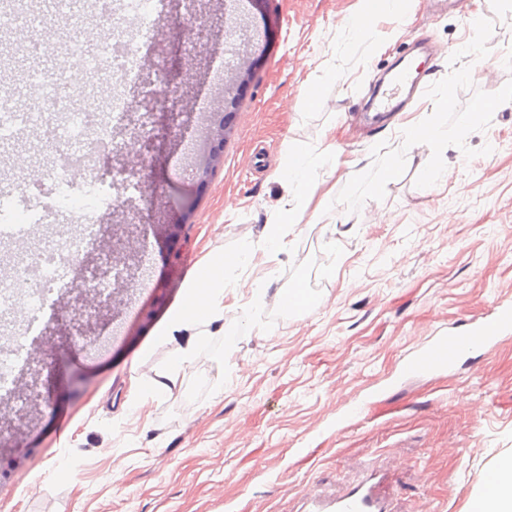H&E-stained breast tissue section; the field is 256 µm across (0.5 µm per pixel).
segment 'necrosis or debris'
<instances>
[{
    "instance_id": "4bbe7bcc",
    "label": "necrosis or debris",
    "mask_w": 512,
    "mask_h": 512,
    "mask_svg": "<svg viewBox=\"0 0 512 512\" xmlns=\"http://www.w3.org/2000/svg\"><path fill=\"white\" fill-rule=\"evenodd\" d=\"M89 66H76L64 80L34 71L29 80L40 83L43 98L32 111L12 110L0 98V142L16 139L19 131L41 133L54 146L55 161L45 179L51 195L67 211L70 225L43 243L5 255L0 263L11 269L0 281V308L27 311V331L38 328L67 288L66 270L95 239L100 226L94 211L106 193L107 173L89 167V156L116 151L112 125L131 109L127 91L139 81L140 60L127 46L125 30L112 29L89 54ZM86 172V189L76 192L73 169Z\"/></svg>"
}]
</instances>
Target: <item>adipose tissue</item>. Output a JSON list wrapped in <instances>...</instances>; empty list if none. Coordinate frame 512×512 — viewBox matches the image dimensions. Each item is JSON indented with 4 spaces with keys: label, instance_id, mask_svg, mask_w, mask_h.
I'll return each instance as SVG.
<instances>
[{
    "label": "adipose tissue",
    "instance_id": "obj_1",
    "mask_svg": "<svg viewBox=\"0 0 512 512\" xmlns=\"http://www.w3.org/2000/svg\"><path fill=\"white\" fill-rule=\"evenodd\" d=\"M336 162L335 153L327 148L316 154L296 152L290 157L285 170L289 192L300 199L314 193L315 170ZM238 263V258L219 256L201 271L189 285L190 290L197 292L199 298L184 307L179 317L180 323L200 325L223 313L224 290L236 284L228 271ZM480 500L481 512H512V456L502 459L491 473Z\"/></svg>",
    "mask_w": 512,
    "mask_h": 512
}]
</instances>
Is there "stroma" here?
<instances>
[{
	"mask_svg": "<svg viewBox=\"0 0 512 512\" xmlns=\"http://www.w3.org/2000/svg\"><path fill=\"white\" fill-rule=\"evenodd\" d=\"M361 0H211L204 41L183 37L182 0H158L156 59L172 44L199 60L182 92V130L155 165L134 169L145 200L101 211L104 232L151 227L128 289L101 325L41 376L36 419L0 441V502L12 512H296L303 490L341 494L382 476L391 512H467L499 454L512 451V334L453 372L405 374L402 360L437 327H465L512 301V103L479 102L512 86V0H405L375 21L383 44L351 26ZM425 46V92L386 127L372 87L404 44ZM487 75H469L472 58ZM245 72L228 91L226 78ZM313 91L322 102L310 105ZM234 101H227V93ZM232 113L214 174L195 170ZM432 121L462 138L430 149L405 127ZM332 148L358 160L345 179L317 169L299 201L282 185L289 153ZM431 156L446 181L407 159ZM46 163L30 135L0 146V187L36 182ZM392 178H385V171ZM180 224L175 248L159 241ZM277 245H270V236ZM251 249L224 291V315L178 325L188 283L217 255ZM312 298L301 314L256 302L252 283ZM197 338L191 362L169 368ZM89 373L78 391L74 374ZM22 465H14L17 449Z\"/></svg>",
	"mask_w": 512,
	"mask_h": 512,
	"instance_id": "35a3bbf8",
	"label": "stroma"
}]
</instances>
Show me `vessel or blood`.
I'll return each instance as SVG.
<instances>
[{
    "label": "vessel or blood",
    "instance_id": "b4317fda",
    "mask_svg": "<svg viewBox=\"0 0 512 512\" xmlns=\"http://www.w3.org/2000/svg\"><path fill=\"white\" fill-rule=\"evenodd\" d=\"M419 78L400 69L387 89L375 90L373 100L381 113H391L403 108L406 94L416 93ZM512 332V303H496L483 320L471 323L465 332L455 330L440 334L413 350L406 358L403 369L409 373L443 374L456 362L473 351L491 354L501 337ZM302 512H385L381 498L373 484L356 485L344 494L322 500L312 492L302 495Z\"/></svg>",
    "mask_w": 512,
    "mask_h": 512
}]
</instances>
